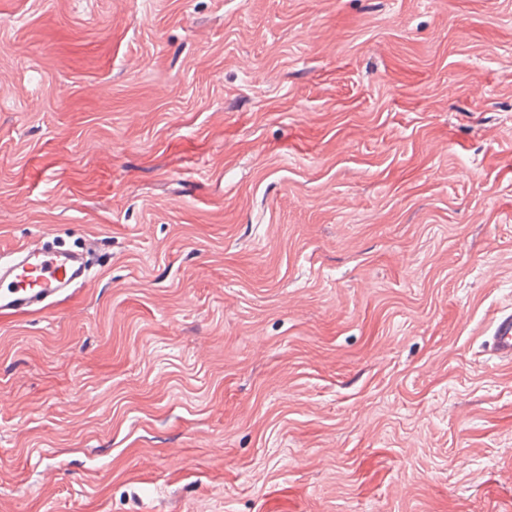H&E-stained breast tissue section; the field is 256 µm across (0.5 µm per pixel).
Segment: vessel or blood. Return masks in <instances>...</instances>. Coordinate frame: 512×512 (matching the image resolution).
Returning a JSON list of instances; mask_svg holds the SVG:
<instances>
[{
  "mask_svg": "<svg viewBox=\"0 0 512 512\" xmlns=\"http://www.w3.org/2000/svg\"><path fill=\"white\" fill-rule=\"evenodd\" d=\"M88 276L82 252L20 246L10 263L0 262V317L34 315L73 295ZM488 353L512 362V313L494 321Z\"/></svg>",
  "mask_w": 512,
  "mask_h": 512,
  "instance_id": "obj_1",
  "label": "vessel or blood"
}]
</instances>
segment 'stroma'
<instances>
[{
  "label": "stroma",
  "instance_id": "obj_1",
  "mask_svg": "<svg viewBox=\"0 0 512 512\" xmlns=\"http://www.w3.org/2000/svg\"><path fill=\"white\" fill-rule=\"evenodd\" d=\"M0 512H512V0H0ZM0 262V317L34 315L73 295L88 276L80 251L22 245ZM488 354L501 362H512V313L502 314L494 320L487 344Z\"/></svg>",
  "mask_w": 512,
  "mask_h": 512
}]
</instances>
